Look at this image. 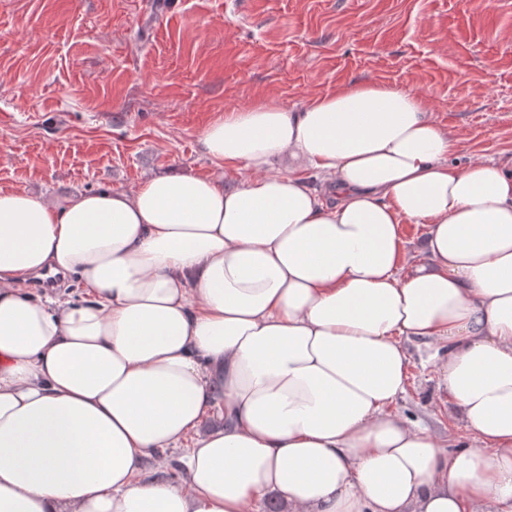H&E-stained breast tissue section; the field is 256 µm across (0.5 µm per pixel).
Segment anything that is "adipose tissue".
<instances>
[{
  "instance_id": "1",
  "label": "adipose tissue",
  "mask_w": 512,
  "mask_h": 512,
  "mask_svg": "<svg viewBox=\"0 0 512 512\" xmlns=\"http://www.w3.org/2000/svg\"><path fill=\"white\" fill-rule=\"evenodd\" d=\"M198 143L215 173L0 188V512H512V167L451 166L448 128L379 84ZM45 269L81 301L20 290ZM407 339L478 448L392 412ZM177 448L183 484L143 476ZM36 276H31L26 282V288L37 292L40 295H50L55 296L57 293L61 292H71L73 297L76 299L78 297L84 296V291L82 286L77 284L78 279L72 276L64 275V283L61 286L56 288H40L34 285V278Z\"/></svg>"
}]
</instances>
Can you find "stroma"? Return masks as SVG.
I'll list each match as a JSON object with an SVG mask.
<instances>
[{"mask_svg": "<svg viewBox=\"0 0 512 512\" xmlns=\"http://www.w3.org/2000/svg\"><path fill=\"white\" fill-rule=\"evenodd\" d=\"M351 83L421 97L458 141L449 163L512 164V0H0V187L61 200L206 174L197 135L225 111ZM407 349L395 411L472 446Z\"/></svg>", "mask_w": 512, "mask_h": 512, "instance_id": "obj_1", "label": "stroma"}]
</instances>
